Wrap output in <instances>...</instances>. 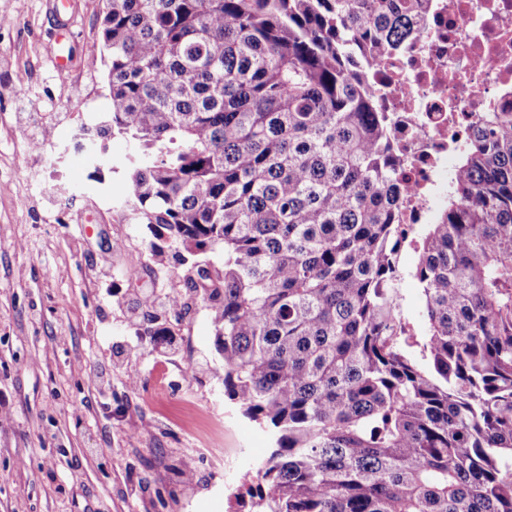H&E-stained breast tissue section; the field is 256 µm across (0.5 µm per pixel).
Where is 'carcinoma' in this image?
Returning a JSON list of instances; mask_svg holds the SVG:
<instances>
[{"label": "carcinoma", "mask_w": 512, "mask_h": 512, "mask_svg": "<svg viewBox=\"0 0 512 512\" xmlns=\"http://www.w3.org/2000/svg\"><path fill=\"white\" fill-rule=\"evenodd\" d=\"M432 0H112L127 206L215 280L224 394L267 429L261 512H512V112H481L415 243L424 369L397 320L404 172L363 60ZM217 248L224 264L197 261Z\"/></svg>", "instance_id": "obj_1"}]
</instances>
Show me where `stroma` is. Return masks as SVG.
<instances>
[{"instance_id":"1","label":"stroma","mask_w":512,"mask_h":512,"mask_svg":"<svg viewBox=\"0 0 512 512\" xmlns=\"http://www.w3.org/2000/svg\"><path fill=\"white\" fill-rule=\"evenodd\" d=\"M53 2L0 0L11 19L0 26V512H253L271 438L224 395L210 310H166L170 352L145 334L142 292L184 289L192 265L151 261L152 236L126 205L125 140H110L98 169L74 150L81 126L108 117L105 2L63 0L65 38ZM19 87L31 98L14 99ZM49 119L52 143L31 151ZM417 261L401 248L399 311L418 362L428 323ZM187 363L194 375L180 376ZM215 441L223 458L205 451Z\"/></svg>"}]
</instances>
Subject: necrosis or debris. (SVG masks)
Listing matches in <instances>:
<instances>
[{"label":"necrosis or debris","mask_w":512,"mask_h":512,"mask_svg":"<svg viewBox=\"0 0 512 512\" xmlns=\"http://www.w3.org/2000/svg\"><path fill=\"white\" fill-rule=\"evenodd\" d=\"M369 70L405 148L399 215L411 227L447 183L464 122L512 109L503 99L512 88V0H432L428 34Z\"/></svg>","instance_id":"1"}]
</instances>
